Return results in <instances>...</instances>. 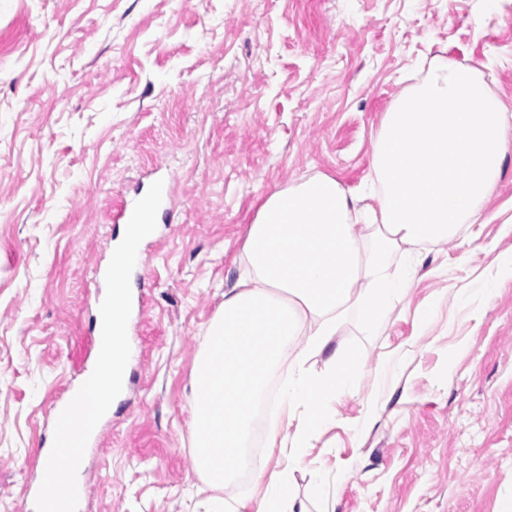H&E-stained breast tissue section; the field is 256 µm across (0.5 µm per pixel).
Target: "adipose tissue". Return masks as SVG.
<instances>
[{
  "label": "adipose tissue",
  "instance_id": "ef3b65f1",
  "mask_svg": "<svg viewBox=\"0 0 512 512\" xmlns=\"http://www.w3.org/2000/svg\"><path fill=\"white\" fill-rule=\"evenodd\" d=\"M512 152V114L474 70L440 63L385 112L371 168L378 205L317 175L270 193L243 245L244 274L225 291L193 379L194 469L213 490L202 512H231L219 491L250 466L246 443L271 371L291 369L270 433L292 427L288 465L256 470L263 493L252 512H304L291 493L311 439L333 420L332 404L350 396L354 351L334 344L350 309L368 335H381L411 288L424 245L477 223ZM406 263L390 273L393 256ZM327 355L313 372L312 358Z\"/></svg>",
  "mask_w": 512,
  "mask_h": 512
}]
</instances>
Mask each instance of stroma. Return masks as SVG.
<instances>
[{
    "mask_svg": "<svg viewBox=\"0 0 512 512\" xmlns=\"http://www.w3.org/2000/svg\"><path fill=\"white\" fill-rule=\"evenodd\" d=\"M512 113V0H0V512H28L50 409L93 358V272L121 199L173 204L130 281L140 359L81 474L88 512H195L192 381L271 192L368 187L383 115L440 62ZM477 244L427 246L294 491L323 512H512V153ZM491 296H483V289ZM253 437L266 473L287 429Z\"/></svg>",
    "mask_w": 512,
    "mask_h": 512,
    "instance_id": "obj_1",
    "label": "stroma"
}]
</instances>
